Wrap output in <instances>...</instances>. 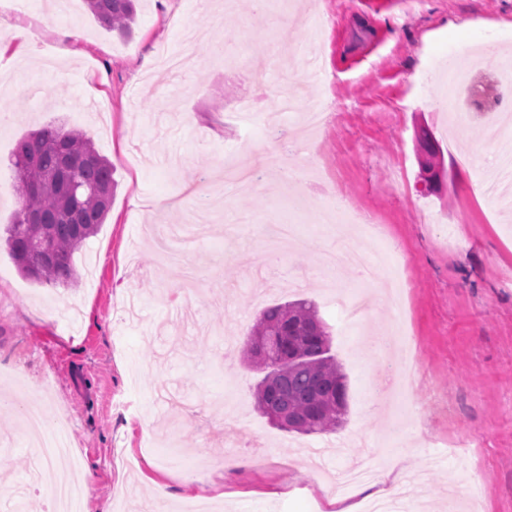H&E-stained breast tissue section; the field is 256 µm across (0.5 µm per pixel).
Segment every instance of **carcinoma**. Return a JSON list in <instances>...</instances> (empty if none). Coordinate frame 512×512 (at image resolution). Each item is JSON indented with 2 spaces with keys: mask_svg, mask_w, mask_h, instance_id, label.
I'll list each match as a JSON object with an SVG mask.
<instances>
[{
  "mask_svg": "<svg viewBox=\"0 0 512 512\" xmlns=\"http://www.w3.org/2000/svg\"><path fill=\"white\" fill-rule=\"evenodd\" d=\"M85 3L99 21L121 34L135 22L134 0ZM12 169L20 170L13 183L20 207L6 239L14 264L38 283H73V256L98 232L112 202V164L81 131L50 123L19 141ZM41 240L49 242L53 258L34 256L33 247ZM244 361L264 373L254 390L257 407L271 419L279 414L288 418L280 429L321 434L343 424L346 377L312 303L296 300L265 308L246 341Z\"/></svg>",
  "mask_w": 512,
  "mask_h": 512,
  "instance_id": "1",
  "label": "carcinoma"
}]
</instances>
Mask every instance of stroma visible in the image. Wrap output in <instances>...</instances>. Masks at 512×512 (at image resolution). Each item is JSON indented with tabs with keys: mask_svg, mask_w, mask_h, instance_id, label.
Masks as SVG:
<instances>
[{
	"mask_svg": "<svg viewBox=\"0 0 512 512\" xmlns=\"http://www.w3.org/2000/svg\"><path fill=\"white\" fill-rule=\"evenodd\" d=\"M224 2L202 11L196 0H136L126 37L83 0L68 17L51 0L0 11L13 22L52 15L35 54L0 44L14 88L0 95L14 116L0 132V390L11 398L0 407V512L38 506L45 465L71 473L28 443L23 412L37 402L66 421L80 466L98 474L86 512H144L157 481L175 507L312 512L334 492L332 473L360 457L402 483L423 476V512H512V222L476 195L462 165L463 154L500 145L486 128H449L438 81L457 53L456 24L483 22L512 49V0ZM259 55L272 60L262 99L250 66ZM298 86L302 105L323 103L326 122L289 156L308 173L294 183L258 162L275 147V102ZM251 97L246 124L229 105ZM57 116L93 141L117 182L67 287L22 276L5 244L19 207L10 157ZM420 124L443 153L436 193L419 181ZM337 193L386 219L384 239L362 224L350 231L366 258L381 247L406 267L402 304L350 267L325 288L329 235L316 215ZM287 222L297 246L269 251ZM361 286L371 310L345 323L336 292ZM297 299L315 303L347 377L345 422L330 433L275 427L256 407L260 375L242 361L261 311ZM401 321L415 360L406 396L420 418L400 450L388 409L372 405L387 370L372 343ZM221 455L241 463L211 470Z\"/></svg>",
	"mask_w": 512,
	"mask_h": 512,
	"instance_id": "obj_1",
	"label": "stroma"
}]
</instances>
